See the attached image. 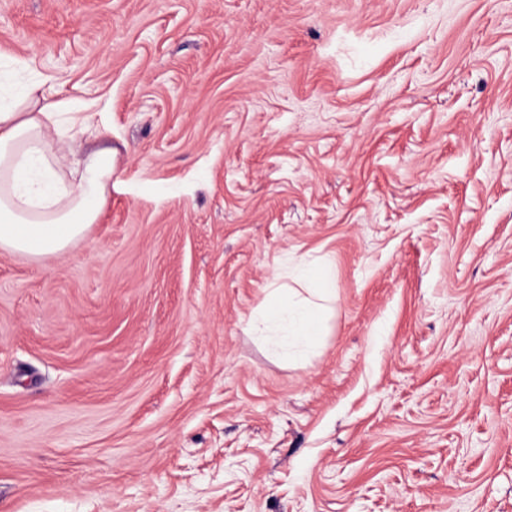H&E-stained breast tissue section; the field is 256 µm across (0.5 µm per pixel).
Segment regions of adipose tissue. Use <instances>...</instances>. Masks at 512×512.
Returning a JSON list of instances; mask_svg holds the SVG:
<instances>
[{
	"mask_svg": "<svg viewBox=\"0 0 512 512\" xmlns=\"http://www.w3.org/2000/svg\"><path fill=\"white\" fill-rule=\"evenodd\" d=\"M102 120L93 106L52 100L42 80L0 100L1 251L39 263L59 258L97 222L117 164L112 147L88 145L101 136ZM283 275L308 287L289 296L272 289L261 311L264 324L280 328L276 345L285 350L321 335L335 286L329 267L300 258Z\"/></svg>",
	"mask_w": 512,
	"mask_h": 512,
	"instance_id": "adipose-tissue-1",
	"label": "adipose tissue"
}]
</instances>
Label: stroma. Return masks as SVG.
<instances>
[{
	"instance_id": "1",
	"label": "stroma",
	"mask_w": 512,
	"mask_h": 512,
	"mask_svg": "<svg viewBox=\"0 0 512 512\" xmlns=\"http://www.w3.org/2000/svg\"><path fill=\"white\" fill-rule=\"evenodd\" d=\"M21 76L119 165L0 251V512H512V0H0ZM282 278L292 279L309 287L305 288L308 296H302L297 291L290 295L292 288H284L283 285L271 288L275 301L268 302L261 311L264 324L282 329L276 345L285 352L291 344L306 345L322 335L328 312L327 303L331 302L336 293L329 267H315L302 258L291 259L284 271H278L273 285ZM286 289L288 298L276 300Z\"/></svg>"
}]
</instances>
